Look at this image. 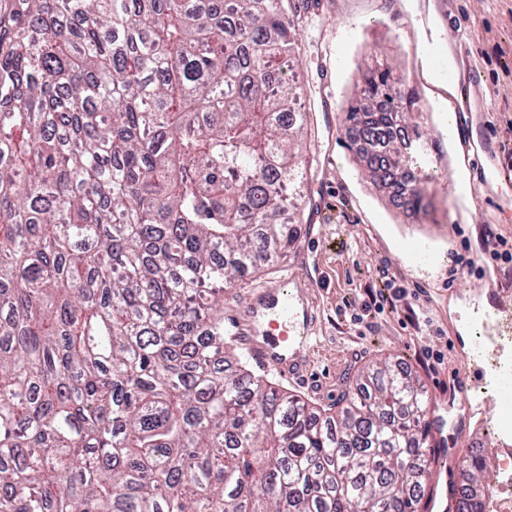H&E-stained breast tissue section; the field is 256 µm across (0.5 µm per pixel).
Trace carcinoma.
<instances>
[{"mask_svg": "<svg viewBox=\"0 0 512 512\" xmlns=\"http://www.w3.org/2000/svg\"><path fill=\"white\" fill-rule=\"evenodd\" d=\"M311 5L0 0V512H424L419 379L376 364L332 417L225 357L224 287L302 233ZM411 106L369 69L347 119ZM360 161L420 209L410 158Z\"/></svg>", "mask_w": 512, "mask_h": 512, "instance_id": "cac0c4a2", "label": "carcinoma"}]
</instances>
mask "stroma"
Returning <instances> with one entry per match:
<instances>
[{
  "mask_svg": "<svg viewBox=\"0 0 512 512\" xmlns=\"http://www.w3.org/2000/svg\"><path fill=\"white\" fill-rule=\"evenodd\" d=\"M300 37L302 106L317 157L302 192L306 227L287 262L225 288L224 317L241 319L261 286L299 290L317 315L318 334L303 351V382L281 378L280 388L310 407L335 410L362 369L386 360L424 385L432 400L430 419L446 422V447H470L493 420L456 421L448 401H485L481 372L489 363L467 370L460 315L450 303L494 287L512 290V261L483 255L493 238L512 244V0H321L318 16ZM452 43L465 49L460 80L470 107L499 147L492 185L468 205L452 187L455 154L422 53L424 46L440 52ZM381 48L394 77L416 100L409 127L421 133L433 159L424 185L428 207L417 218L398 209L359 165L344 120L359 73L375 65ZM416 235L429 237L440 256L436 266L417 264L400 250L401 241ZM393 278L420 287L419 297L376 311L373 298L387 292Z\"/></svg>",
  "mask_w": 512,
  "mask_h": 512,
  "instance_id": "35a3bbf8",
  "label": "stroma"
}]
</instances>
